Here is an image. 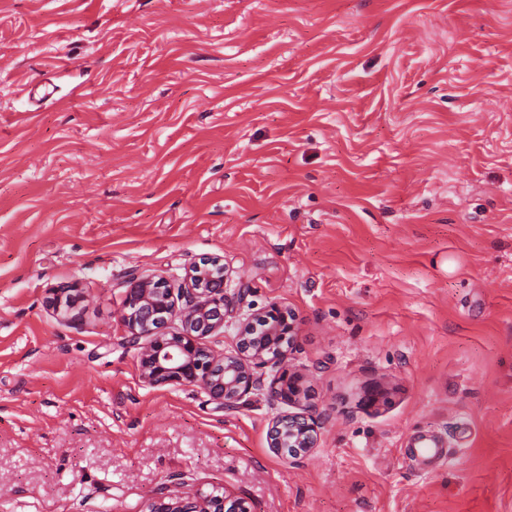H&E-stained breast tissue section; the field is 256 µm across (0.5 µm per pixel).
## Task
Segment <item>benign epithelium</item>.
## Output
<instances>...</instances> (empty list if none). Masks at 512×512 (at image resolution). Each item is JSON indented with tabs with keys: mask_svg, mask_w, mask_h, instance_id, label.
Instances as JSON below:
<instances>
[{
	"mask_svg": "<svg viewBox=\"0 0 512 512\" xmlns=\"http://www.w3.org/2000/svg\"><path fill=\"white\" fill-rule=\"evenodd\" d=\"M187 306L175 310L171 290L165 282L151 276L134 277L125 292L119 312L125 339L139 350L142 380L153 386L170 383L200 384L212 400L232 407L259 388L253 368L265 361L284 358L286 347L297 337L293 316L277 307L261 316L267 324L257 334L248 324L238 331L236 351L217 355L207 350L201 339L224 326V268L216 262L193 267L189 277ZM179 314L182 331L165 332L169 319ZM272 398L290 407L300 405L306 391L302 377L290 370L283 372L269 387ZM319 422L310 416L288 413L277 418L272 427L271 448L278 453L297 456L315 447ZM148 512H251L244 502L224 506V497L208 495L194 504H184L165 492H159Z\"/></svg>",
	"mask_w": 512,
	"mask_h": 512,
	"instance_id": "benign-epithelium-1",
	"label": "benign epithelium"
}]
</instances>
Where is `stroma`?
I'll use <instances>...</instances> for the list:
<instances>
[{"instance_id":"obj_1","label":"stroma","mask_w":512,"mask_h":512,"mask_svg":"<svg viewBox=\"0 0 512 512\" xmlns=\"http://www.w3.org/2000/svg\"><path fill=\"white\" fill-rule=\"evenodd\" d=\"M223 265V408L119 321ZM77 288L73 310L55 291ZM305 376L315 448L273 451ZM431 437V463L410 450ZM512 512V0H0V512ZM224 280V268L216 262L193 267L189 288H185L190 300L179 311L182 332L171 334L164 331L176 313L170 288L149 275L130 280L119 319L126 341L139 350L140 377L145 383L200 384L212 400L232 407L259 388L253 367L267 359L284 358L285 348L297 337V328L293 316L277 307L256 322L257 333L267 323L263 333L255 334L248 323L241 326L234 353L217 355L203 346L202 338L224 326ZM268 338L271 342L267 344ZM269 394L272 398L289 407L300 405L302 398H305L306 391L302 388V377L296 371L288 370L283 372L278 379L269 387ZM159 495L149 505L148 512H251L252 510L245 505V502L239 501L232 504L228 509L224 506V497L218 495H208L201 498L195 504H182L181 501L174 499L160 489ZM166 499L168 500L166 502Z\"/></svg>"}]
</instances>
